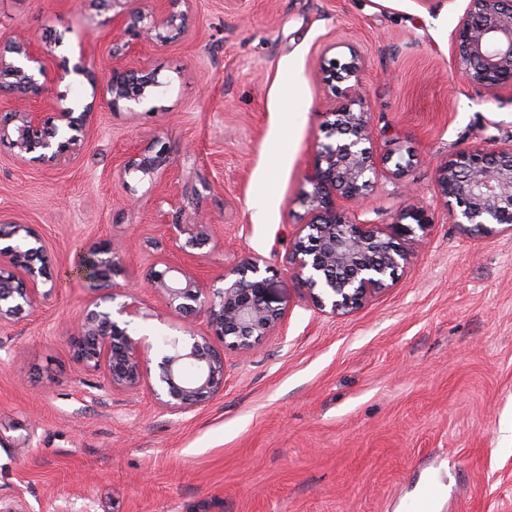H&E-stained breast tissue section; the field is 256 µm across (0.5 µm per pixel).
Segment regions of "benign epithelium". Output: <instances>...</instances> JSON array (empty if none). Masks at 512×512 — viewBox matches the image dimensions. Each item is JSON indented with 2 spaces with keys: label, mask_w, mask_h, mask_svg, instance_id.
Masks as SVG:
<instances>
[{
  "label": "benign epithelium",
  "mask_w": 512,
  "mask_h": 512,
  "mask_svg": "<svg viewBox=\"0 0 512 512\" xmlns=\"http://www.w3.org/2000/svg\"><path fill=\"white\" fill-rule=\"evenodd\" d=\"M150 11H136L116 24L112 43L116 56L128 47L125 36L165 43L185 32V11H175L178 0ZM10 53L20 64L0 54V72L15 79L27 96L42 89L39 77L46 74L42 53L28 41L7 40ZM451 49L457 73L469 83L493 95L512 88V0H468V5L451 33ZM361 56L351 53L341 65L332 62V78H358ZM154 77L133 68L114 67L106 88L108 104L129 113L148 99ZM89 112L72 107L57 109L50 116L24 109L12 114L13 128H0V136L11 139L20 158L31 162L64 163L80 146V133ZM326 142L320 145L312 173L311 190L303 201L310 206V221L302 226L288 248V263L301 281L314 306L336 316L349 314L370 298L388 290L397 272L409 263V253L396 243L426 232V210L413 203L389 224L351 220L336 204L340 197L347 206L362 205L377 177L370 148V113L350 99L334 112ZM171 164L169 150L160 140L144 151L130 155L124 173L153 176ZM436 187L453 223L471 234L494 231L505 225L512 231V136L502 141L491 138L457 151L438 169ZM412 219L415 224H406ZM168 231L178 249L188 258L209 243L205 224H170ZM121 247L104 240L83 257L78 273L98 289L113 285L122 271ZM261 259L250 258L224 274L221 288H204L198 277L181 266L152 268L144 287L161 294L166 303L190 317L202 314L207 332L191 327L184 335L171 336L167 347L132 337L128 322L110 312H86L72 337L75 359L86 368L104 367L113 387L138 391L156 363L155 396L174 412L189 410L224 392V348L241 354L251 352L283 320L274 305L271 282L261 268ZM54 280L51 261L39 234L28 224L0 226V325L33 311L51 291L41 286Z\"/></svg>",
  "instance_id": "benign-epithelium-1"
}]
</instances>
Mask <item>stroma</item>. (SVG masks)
Here are the masks:
<instances>
[{"label":"stroma","mask_w":512,"mask_h":512,"mask_svg":"<svg viewBox=\"0 0 512 512\" xmlns=\"http://www.w3.org/2000/svg\"><path fill=\"white\" fill-rule=\"evenodd\" d=\"M467 4L191 0L181 37L116 58L117 20L155 0H0V36L45 59L31 107L91 110L66 163L23 162L0 140V221L31 225L56 276L36 311L0 326V499L26 512H404L433 485L435 512H512V232L471 236L436 197L452 154L512 134V90L456 74ZM354 51L378 171L358 217L390 223L411 185L429 227L402 240L411 259L392 288L331 317L286 255L310 219L300 199L329 114L353 91L321 68ZM81 54L87 74L55 83ZM115 66L159 83L136 113L106 104ZM157 138L173 166L125 173ZM200 220L205 283L263 259L285 318L250 354L226 350L223 394L173 413L149 385L127 393L75 360L70 338L100 294L74 271L96 243L123 241L131 328L177 335L189 323L135 284L182 263L168 225Z\"/></svg>","instance_id":"obj_1"}]
</instances>
